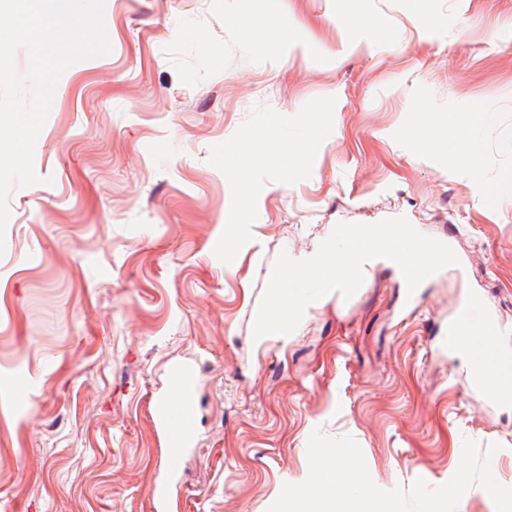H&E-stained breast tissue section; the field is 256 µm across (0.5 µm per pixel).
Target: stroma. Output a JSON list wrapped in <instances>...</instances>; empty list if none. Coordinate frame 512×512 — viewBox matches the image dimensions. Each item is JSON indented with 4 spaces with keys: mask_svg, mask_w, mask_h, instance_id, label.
Segmentation results:
<instances>
[{
    "mask_svg": "<svg viewBox=\"0 0 512 512\" xmlns=\"http://www.w3.org/2000/svg\"><path fill=\"white\" fill-rule=\"evenodd\" d=\"M385 42L336 0H268L290 50L243 34L233 0H106L108 55L60 77L12 186L0 256V512H267L309 474L313 432L351 436L383 490L455 474L465 440L499 444L512 408L482 407L434 333L464 292L512 322V0H362ZM333 111H325L326 100ZM477 105L482 175L414 141L423 112ZM268 136L248 182L230 143ZM313 143L306 163L284 144ZM406 217L459 255L405 301L389 262L328 295L285 339H253L281 252L339 223ZM193 371L195 433L171 460L152 400Z\"/></svg>",
    "mask_w": 512,
    "mask_h": 512,
    "instance_id": "1",
    "label": "stroma"
}]
</instances>
